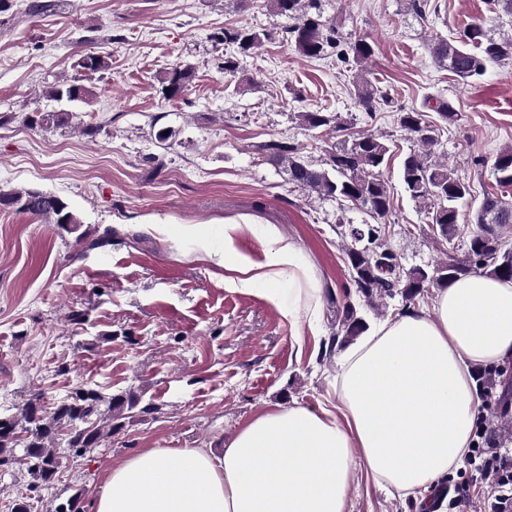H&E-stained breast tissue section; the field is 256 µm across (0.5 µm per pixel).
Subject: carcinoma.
<instances>
[{"label":"carcinoma","mask_w":512,"mask_h":512,"mask_svg":"<svg viewBox=\"0 0 512 512\" xmlns=\"http://www.w3.org/2000/svg\"><path fill=\"white\" fill-rule=\"evenodd\" d=\"M270 7L294 20L287 29L295 49L305 57H318L328 48L340 46L336 29L303 11V0H270ZM269 34L252 29L224 30V40L235 43L247 53L260 47ZM374 54V48L364 38L349 43L347 49L336 53L337 60L363 61ZM432 54L457 77L467 80L483 76L486 63L512 57V40H496L474 24L459 39H439L432 45ZM105 57L82 54L74 67L91 77L108 68ZM193 71L187 65L175 64L162 82V92L173 97L192 81ZM93 96L90 87L67 81L50 86L48 97L57 102L84 103ZM358 100L367 114L377 109L379 102H389L386 96H377V89L366 84L358 88ZM299 124L308 130L324 129L345 132L348 125L332 112L312 110L296 115ZM398 124L416 143L431 152L439 143L442 126L425 121L424 114L414 108H399ZM276 165H283L288 182L300 190L321 198L346 203L366 219L350 224L344 217L336 219V233L344 244L345 264L351 289L345 297L356 294L365 305L373 308L375 302L399 296L412 304L432 286L446 287L461 276L482 272L495 277L512 279V244L507 234L512 232V204L504 200L503 190L512 188V151L501 153L493 165L494 184L484 189L474 215V227L464 242L462 257H448V261L432 269L415 266L405 269L397 254L387 243L386 219L391 213L390 191L382 178V169L389 159L390 146L372 134L347 135L340 145L327 150L325 165L317 166L304 158L296 144L289 140H270L261 145ZM401 179L409 196L423 204L433 233L450 243L459 224V205L471 196L470 183L460 178L446 164L432 162L416 150L402 161ZM0 209L17 213L45 216L54 220L66 232L77 230L80 221L60 197L36 188H17L0 191ZM370 325L362 306L347 301L336 309V331L330 336V346L344 347L365 334ZM502 370L478 374L479 388L489 397L490 409L506 419L507 398L494 397ZM108 403L107 412L101 405ZM142 398L134 393L103 397L94 389H77L54 408L48 416L40 415L35 405L26 406L21 415L0 416V470L13 467L18 460L27 466L33 483L30 490L54 481L59 467L54 452L58 430L68 431V445L78 450L97 448L119 426L118 420L127 411L141 413L153 410L152 403L141 405ZM25 434L24 455L14 453L19 434Z\"/></svg>","instance_id":"cac0c4a2"}]
</instances>
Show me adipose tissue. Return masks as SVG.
I'll use <instances>...</instances> for the list:
<instances>
[{"label":"adipose tissue","instance_id":"1","mask_svg":"<svg viewBox=\"0 0 512 512\" xmlns=\"http://www.w3.org/2000/svg\"><path fill=\"white\" fill-rule=\"evenodd\" d=\"M241 224L197 234L204 260L227 282L277 303L295 320L316 317L322 290L294 244L274 226L265 262L237 251ZM512 363V280L460 277L430 311L398 312L344 352L340 414L303 405L265 410L221 454L204 448L148 449L115 466L91 512H349L353 464L383 489L415 493L463 467L478 396L471 368Z\"/></svg>","mask_w":512,"mask_h":512}]
</instances>
